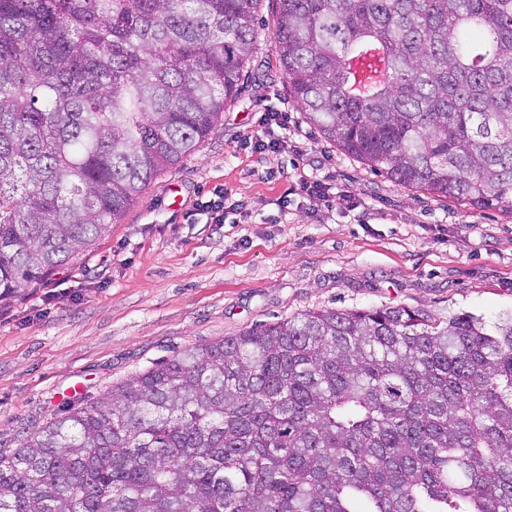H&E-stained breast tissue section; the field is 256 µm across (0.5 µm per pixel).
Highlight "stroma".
Returning a JSON list of instances; mask_svg holds the SVG:
<instances>
[{
	"label": "stroma",
	"mask_w": 512,
	"mask_h": 512,
	"mask_svg": "<svg viewBox=\"0 0 512 512\" xmlns=\"http://www.w3.org/2000/svg\"><path fill=\"white\" fill-rule=\"evenodd\" d=\"M259 8L258 70L198 150L164 171L92 250L0 303V451L79 402L198 344L306 309L402 305L494 322L512 310V215L433 198L326 142L289 92ZM284 112L250 139L264 112ZM329 201L294 194L300 175ZM224 190V221L192 216ZM359 195L351 208L345 192Z\"/></svg>",
	"instance_id": "obj_1"
}]
</instances>
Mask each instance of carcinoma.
<instances>
[{"label":"carcinoma","instance_id":"cac0c4a2","mask_svg":"<svg viewBox=\"0 0 512 512\" xmlns=\"http://www.w3.org/2000/svg\"><path fill=\"white\" fill-rule=\"evenodd\" d=\"M262 0H0V301L191 156ZM322 137L512 215V0H278ZM0 512H512V311L307 310L187 348L0 454Z\"/></svg>","mask_w":512,"mask_h":512}]
</instances>
